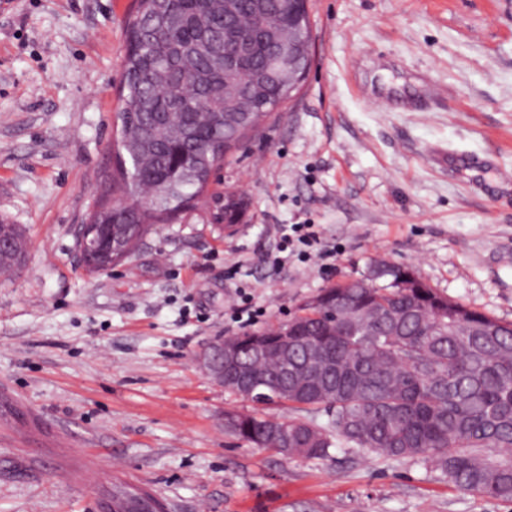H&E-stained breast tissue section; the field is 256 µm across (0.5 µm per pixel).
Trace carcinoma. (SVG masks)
I'll use <instances>...</instances> for the list:
<instances>
[{
  "label": "carcinoma",
  "mask_w": 512,
  "mask_h": 512,
  "mask_svg": "<svg viewBox=\"0 0 512 512\" xmlns=\"http://www.w3.org/2000/svg\"><path fill=\"white\" fill-rule=\"evenodd\" d=\"M155 4L139 0L127 22L116 163L89 217L102 229L105 258L89 265L91 273L121 262L155 225L190 208L224 158L288 99V89L263 78L272 62L264 29L294 23L302 37L309 34L302 0H233L229 32L225 0H164L192 18L180 27L162 25ZM204 31L223 52L229 33L249 39L235 74L215 53H196L188 67L176 58ZM190 163L198 175L180 180ZM161 183L172 187L169 200L146 202ZM236 196L211 197L213 223H238L243 206ZM0 237L10 242L0 251V270L18 269L27 254L24 231L0 222ZM319 297L295 317L302 343L291 357L306 373L288 379L286 400L294 412H324L326 422L298 416L285 429L268 414L234 413L226 428L257 448L279 453L286 443L308 459L327 458L336 448L430 460L454 487L512 501V324L475 312L472 321L482 330L454 336V315L469 308L441 296L415 269L386 263L362 279L322 289ZM281 329L237 337L242 362L272 386L283 380L280 356L270 350L255 357L250 342ZM134 488L112 482L116 512H156L158 498L136 497Z\"/></svg>",
  "instance_id": "1"
}]
</instances>
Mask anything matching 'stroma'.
I'll return each instance as SVG.
<instances>
[{"label": "stroma", "instance_id": "obj_1", "mask_svg": "<svg viewBox=\"0 0 512 512\" xmlns=\"http://www.w3.org/2000/svg\"><path fill=\"white\" fill-rule=\"evenodd\" d=\"M307 5L309 73L213 178L249 203L237 230L197 206L91 275L76 234L115 161L133 0H0V220L28 242L0 277V403L17 413L0 512H101L115 478L167 512H512L421 458L250 445L224 415L254 403L196 364L383 260L512 322V0ZM285 224L333 258L277 264Z\"/></svg>", "mask_w": 512, "mask_h": 512}]
</instances>
